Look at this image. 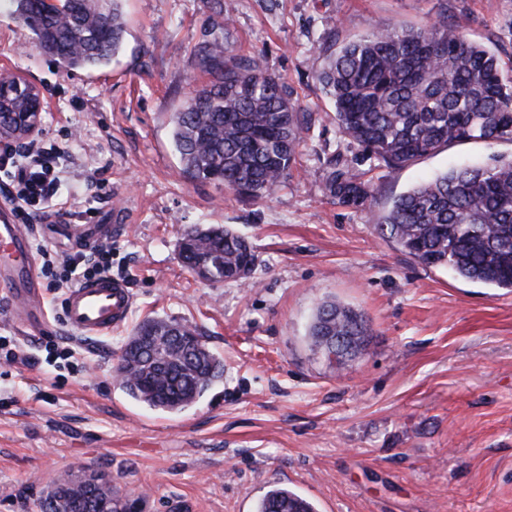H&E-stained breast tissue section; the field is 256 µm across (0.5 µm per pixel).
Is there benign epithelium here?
<instances>
[{
	"label": "benign epithelium",
	"instance_id": "obj_1",
	"mask_svg": "<svg viewBox=\"0 0 512 512\" xmlns=\"http://www.w3.org/2000/svg\"><path fill=\"white\" fill-rule=\"evenodd\" d=\"M45 102L39 88L15 75L0 73V132L15 130V138L24 140L38 132ZM186 337L179 332L157 336L145 348L150 358H163L171 347H183ZM325 357L331 363L347 354L343 338L327 337ZM112 486V475L83 470L78 474L65 473L53 483L38 504V512H72L86 501L94 506L90 512H112V498L100 496L101 489Z\"/></svg>",
	"mask_w": 512,
	"mask_h": 512
}]
</instances>
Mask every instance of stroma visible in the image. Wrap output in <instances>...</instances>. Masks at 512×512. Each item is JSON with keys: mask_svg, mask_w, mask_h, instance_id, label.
Masks as SVG:
<instances>
[{"mask_svg": "<svg viewBox=\"0 0 512 512\" xmlns=\"http://www.w3.org/2000/svg\"><path fill=\"white\" fill-rule=\"evenodd\" d=\"M126 32L109 65L67 71L35 47L13 0H0V70L46 100L37 133L71 163L64 223L118 224L112 276L132 293L124 325L87 337L23 332L0 300V336L29 360L0 357V512H36L64 473H110L146 512H256L285 487L316 512H512V292L427 267L380 236L373 212L416 183L512 158V142L460 143L397 169L340 148L316 78L323 43L378 24L447 14L512 75V0H122ZM223 25L237 54L262 53L311 128L294 176L254 201L190 179L172 115L202 83L194 48ZM341 150L368 175L365 206L324 193ZM226 225L259 255L251 286L199 278L178 258L184 230ZM361 311L373 333L343 367L307 333L319 304ZM147 318L192 327L224 375L170 413L131 399L114 376L119 348Z\"/></svg>", "mask_w": 512, "mask_h": 512, "instance_id": "1", "label": "stroma"}]
</instances>
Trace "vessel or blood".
I'll return each instance as SVG.
<instances>
[{"label": "vessel or blood", "instance_id": "1", "mask_svg": "<svg viewBox=\"0 0 512 512\" xmlns=\"http://www.w3.org/2000/svg\"><path fill=\"white\" fill-rule=\"evenodd\" d=\"M1 243L7 250L0 256V294L9 304L12 321L23 329H53V322L39 302L41 286L31 233L9 211L0 214ZM131 304L126 284L105 275L68 289L62 321L83 335L101 336L125 322Z\"/></svg>", "mask_w": 512, "mask_h": 512}]
</instances>
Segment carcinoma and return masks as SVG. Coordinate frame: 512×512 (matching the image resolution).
Returning <instances> with one entry per match:
<instances>
[{
  "label": "carcinoma",
  "mask_w": 512,
  "mask_h": 512,
  "mask_svg": "<svg viewBox=\"0 0 512 512\" xmlns=\"http://www.w3.org/2000/svg\"><path fill=\"white\" fill-rule=\"evenodd\" d=\"M122 0H15L17 18L33 32L35 47L66 71L107 65L120 48ZM208 76L173 115V143L192 179L221 183L262 200L288 182L308 130L304 113L263 55L240 56L215 36L195 50ZM317 79L333 103L339 134L380 166L403 168L442 147L466 141L512 142V75L497 57L468 40L445 19L404 28L378 27L331 51ZM326 195L359 207L374 191L333 153L325 161ZM380 234L427 267L459 279L512 292V159L486 167L455 168L398 195L376 216ZM182 263L204 260L214 281L240 282L256 265L250 242L230 227L186 231ZM319 350L327 336H347L366 350L363 315L336 302L322 303L311 325ZM171 372L160 375L140 348L122 347L116 371L122 389L150 407L175 412L195 403L219 378L214 353L186 361L168 353ZM257 512H315L287 488L268 491Z\"/></svg>",
  "instance_id": "1"
}]
</instances>
